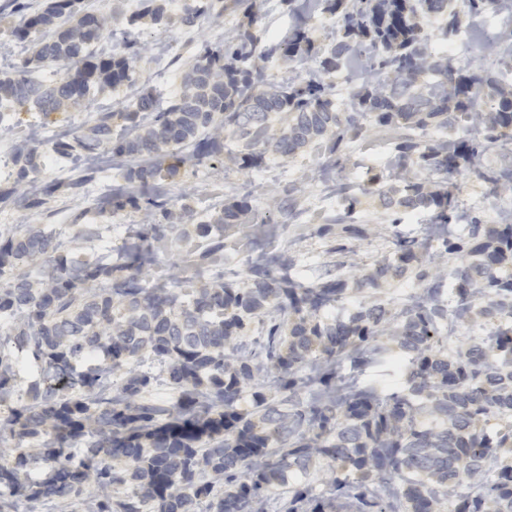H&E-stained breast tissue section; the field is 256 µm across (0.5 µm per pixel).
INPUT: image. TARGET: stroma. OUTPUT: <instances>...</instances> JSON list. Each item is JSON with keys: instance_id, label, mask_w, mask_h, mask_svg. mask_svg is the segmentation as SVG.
<instances>
[{"instance_id": "obj_1", "label": "stroma", "mask_w": 512, "mask_h": 512, "mask_svg": "<svg viewBox=\"0 0 512 512\" xmlns=\"http://www.w3.org/2000/svg\"><path fill=\"white\" fill-rule=\"evenodd\" d=\"M85 3L109 14L112 28L109 46L118 49L136 42L145 51L130 83L115 89H91L87 99L70 111L64 123L47 124L38 109H25L17 114L10 104L0 102V227L33 222L45 225L55 236L61 254L87 257L102 245L120 251L130 230L145 223L146 215L144 210L130 206L114 214L102 210V202L125 185L121 160L107 152L100 154L95 163L94 179L80 190H68V183L83 175L84 170L73 159L53 154L54 141L87 134L97 113L123 108L143 89L153 92L158 107H165L176 95L184 72L202 46L221 43L225 36L235 34L240 28L250 27L260 38L280 37L293 26L305 23L311 27L317 45L323 48L336 33L333 23L322 15L304 20L291 13L286 0H257L256 24H249L241 13L227 11L202 19L190 32L179 26L156 29L130 24L129 19L136 12L130 0H85ZM173 43L178 46L174 52L169 49ZM395 138V131L369 128L365 139L349 143L334 166L330 165L327 153L315 148L289 159L266 156L260 167L252 170L239 169L229 162L212 168L189 164L183 168L178 182H155L154 191L171 204L189 199L194 210L193 221L197 224L207 222L230 199L244 198L251 204L254 223L243 232L224 234V262L214 272L223 276L225 283L240 284L252 263L279 256L293 258L296 271L304 274L309 282L338 269L347 275L356 270L365 272L373 260L393 255L401 239L415 241L421 253H435L438 240L427 237L423 231L425 225L431 224V215L409 213L402 215L400 223L393 224L372 198L364 194L359 195L353 206L342 195L337 196L333 206H323L324 186L317 172L322 167L333 166L337 182L349 186L363 184L364 174L371 167L383 178H390L395 172L392 164ZM24 142L38 149L37 181L60 185L47 205L39 210L25 209L17 203L18 197L29 190L28 185L16 183L13 176L12 155L16 146ZM253 178L259 181L257 191H244V184ZM289 188L294 191L295 202L288 207L283 197ZM453 194L460 208L474 210L487 223L498 224L504 217L512 218V186L495 187L467 177L458 181ZM339 219L366 230L365 237L354 242L352 252L342 255L331 252L330 242L318 234L320 225ZM82 224L97 225V242H86L78 235ZM178 257L175 250L158 256L146 273V284L154 287L163 282L185 293L197 287L194 271L174 269Z\"/></svg>"}]
</instances>
